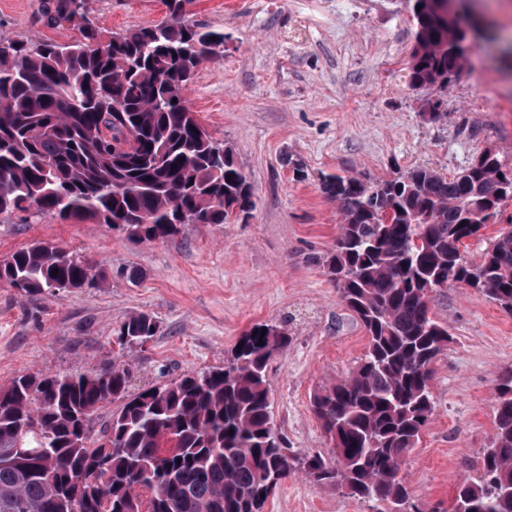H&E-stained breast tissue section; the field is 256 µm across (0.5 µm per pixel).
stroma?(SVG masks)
Wrapping results in <instances>:
<instances>
[{
    "label": "stroma",
    "mask_w": 512,
    "mask_h": 512,
    "mask_svg": "<svg viewBox=\"0 0 512 512\" xmlns=\"http://www.w3.org/2000/svg\"><path fill=\"white\" fill-rule=\"evenodd\" d=\"M39 3L0 0V39L72 41L75 30L37 21ZM88 9L114 32L166 14L162 0H88ZM187 18L227 36L223 54L197 71L188 102L232 149L254 187L253 210L152 243L34 209L0 216V258L51 241L104 275L57 298L0 282V387L123 357L136 392L223 366L252 326L286 321L292 340L269 364L274 423L293 453L328 458L311 397L360 365L367 339L321 265L341 222L322 180H376L416 166L450 178L488 149L512 170V55L492 36L467 51L447 85L414 90L405 81L412 0H194ZM432 102L441 112L433 121ZM432 311L450 341L434 364V412L402 465L415 512H448L459 482L478 478L473 462L495 435L496 377L512 367V314L486 294L453 283L434 293ZM136 312L154 316L159 331L125 350L115 330ZM264 512L371 510L299 474Z\"/></svg>",
    "instance_id": "stroma-1"
}]
</instances>
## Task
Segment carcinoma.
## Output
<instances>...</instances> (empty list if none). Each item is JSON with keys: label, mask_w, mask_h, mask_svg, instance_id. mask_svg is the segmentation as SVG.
Listing matches in <instances>:
<instances>
[{"label": "carcinoma", "mask_w": 512, "mask_h": 512, "mask_svg": "<svg viewBox=\"0 0 512 512\" xmlns=\"http://www.w3.org/2000/svg\"><path fill=\"white\" fill-rule=\"evenodd\" d=\"M73 2L39 6L45 26L78 32L72 42L0 40V215L33 207L110 224L139 242L248 215L252 184L186 97L200 66L224 51V32L186 20L193 0H163L161 22L122 33ZM443 2L414 0L412 89L447 84L462 68L466 29L484 35L464 19V0L454 10ZM321 190L342 217L323 267L368 337L361 365L312 398L334 460L288 454L267 368L290 333L257 324L224 367L136 393L124 361L0 387V512H262L298 473L372 512L408 506L402 465L434 411L433 364L450 339L432 294L462 283L512 313V230L478 262L460 251L512 197V170L487 150L449 179L422 166L385 180L333 176ZM98 279L81 256L49 242L0 260V281L28 295L57 297ZM157 332L155 318L139 312L117 338L137 346ZM495 401L480 480L458 484L453 512H512L511 367L497 378ZM114 402L93 435L97 412ZM141 490L150 493L145 509Z\"/></svg>", "instance_id": "cac0c4a2"}]
</instances>
